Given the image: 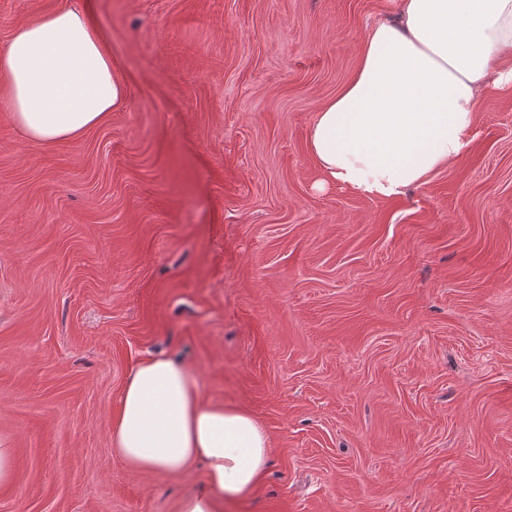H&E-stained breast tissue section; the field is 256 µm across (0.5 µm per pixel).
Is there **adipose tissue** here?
<instances>
[{
  "instance_id": "ef3b65f1",
  "label": "adipose tissue",
  "mask_w": 512,
  "mask_h": 512,
  "mask_svg": "<svg viewBox=\"0 0 512 512\" xmlns=\"http://www.w3.org/2000/svg\"><path fill=\"white\" fill-rule=\"evenodd\" d=\"M491 88L512 90V0H401L395 18L368 29L352 77L315 112L310 156L323 181L402 196L463 154ZM125 100L89 8L45 12L0 45V110L34 143L78 139ZM108 429L127 469L180 475L205 463L203 488L178 512H224L269 462L256 418L207 401L194 373L165 354L130 370Z\"/></svg>"
}]
</instances>
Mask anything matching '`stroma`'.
<instances>
[{"label": "stroma", "instance_id": "obj_1", "mask_svg": "<svg viewBox=\"0 0 512 512\" xmlns=\"http://www.w3.org/2000/svg\"><path fill=\"white\" fill-rule=\"evenodd\" d=\"M81 0H0V43ZM400 0H91L125 103L80 139L0 111V512H178L110 414L168 354L270 465L224 512H512V92L396 199L320 184L313 115Z\"/></svg>", "mask_w": 512, "mask_h": 512}]
</instances>
